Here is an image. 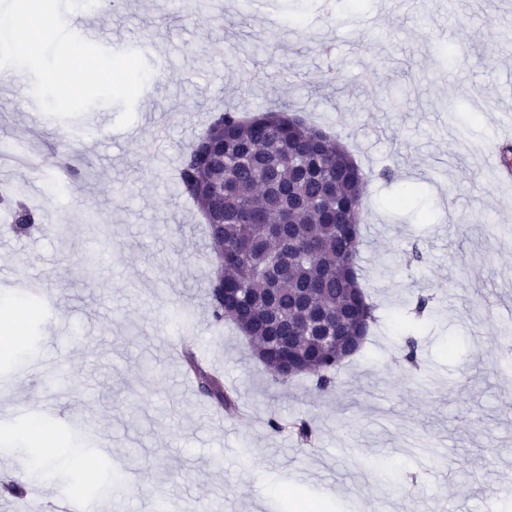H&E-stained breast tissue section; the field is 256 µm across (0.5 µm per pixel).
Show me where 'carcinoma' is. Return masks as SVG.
I'll return each instance as SVG.
<instances>
[{"label": "carcinoma", "instance_id": "carcinoma-1", "mask_svg": "<svg viewBox=\"0 0 512 512\" xmlns=\"http://www.w3.org/2000/svg\"><path fill=\"white\" fill-rule=\"evenodd\" d=\"M367 180L343 144L286 108L215 114L181 155L179 187L195 202L222 259L210 284L212 321L231 322L254 341L255 357L278 384L306 376L316 389L331 391L342 363L360 351L324 343L314 329L317 314L350 336L359 329L358 303L369 335L374 305L358 268ZM8 212L4 230L16 234L40 218L23 203ZM290 349L298 368L286 372ZM184 365L203 394L226 412L237 408V393L189 349ZM269 426L312 442L304 420L272 419Z\"/></svg>", "mask_w": 512, "mask_h": 512}]
</instances>
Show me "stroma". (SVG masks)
<instances>
[{"mask_svg":"<svg viewBox=\"0 0 512 512\" xmlns=\"http://www.w3.org/2000/svg\"><path fill=\"white\" fill-rule=\"evenodd\" d=\"M183 4L112 0L90 15L150 69L126 127L118 104L31 126L16 105L31 75L0 80V144L48 155L33 187L0 161V186L41 211L28 234L0 232V305L27 355L0 367V481L17 457L46 462L22 483L37 500L0 497V512L65 498L88 512H154L160 498L169 512H293L301 498L320 512H512V194L472 151L512 109V43L498 29L512 0H279L269 20L235 0ZM283 105L370 174L360 268L378 326L327 394L275 383L233 324L213 325L214 256L176 188L208 116ZM69 128L81 175L55 197L49 150ZM90 208L103 224L85 222ZM93 240L109 260L88 277ZM187 347L238 391L234 414L186 374ZM39 365L59 382L36 378ZM290 416L311 420L314 448L269 428ZM35 423L47 434L31 444ZM130 448L140 462L112 484Z\"/></svg>","mask_w":512,"mask_h":512,"instance_id":"obj_1","label":"stroma"}]
</instances>
